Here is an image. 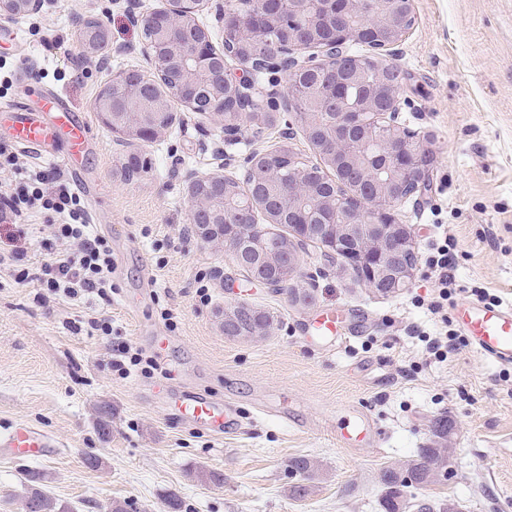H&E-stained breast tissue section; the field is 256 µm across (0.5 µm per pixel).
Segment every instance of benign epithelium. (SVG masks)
Masks as SVG:
<instances>
[{"label":"benign epithelium","instance_id":"7a95c632","mask_svg":"<svg viewBox=\"0 0 512 512\" xmlns=\"http://www.w3.org/2000/svg\"><path fill=\"white\" fill-rule=\"evenodd\" d=\"M221 23L224 39L242 46L237 57L241 76L233 75L216 47L210 31L200 21L209 4ZM261 7L243 14L217 0H165V7L140 16L145 36L143 55L154 73L149 78L138 70L114 75L98 93L94 109L101 123L112 131L120 147L121 169L137 168L141 156L132 146L152 143L180 121L175 106L205 115L224 126V141L236 142L246 131L277 123V107L288 108L294 87L282 92L259 94V74L285 76L311 72H332L325 83V105L334 110L347 85L341 75L353 77L359 60L346 51L368 31L372 41L361 42L367 55L381 64L385 53L402 40L414 23L411 13L401 16L371 7V0H309L304 15L284 8ZM46 0H0V26L22 16L41 15ZM81 45L100 68L108 67L114 55L134 52V47L113 46L101 26L79 22ZM275 27L282 36L272 44L266 31ZM308 52L302 57L300 53ZM401 83H382L366 96L356 110L336 113L326 123L323 113L309 112L301 124L303 135L319 156L320 170L350 167L364 193L356 202L322 189V183L303 177L283 180L281 156L275 150L250 152L239 173L200 175L184 173L190 222L208 242L229 250L237 266L249 277L276 291L290 286L298 271L304 245L317 243L325 255L344 258L355 277L378 294H392L408 288L415 272L412 227L402 224L391 212L392 187L399 182L413 184L418 192L428 184L431 157L418 146L420 138L399 122ZM232 179L252 188L253 206L232 209L227 205L225 181ZM278 186L277 196L263 194L266 185ZM294 215L299 223L289 225L294 238L274 246L266 236L268 224H279ZM274 319L262 312H250L248 334L267 336Z\"/></svg>","mask_w":512,"mask_h":512}]
</instances>
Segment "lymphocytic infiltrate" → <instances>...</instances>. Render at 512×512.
Segmentation results:
<instances>
[{
    "label": "lymphocytic infiltrate",
    "mask_w": 512,
    "mask_h": 512,
    "mask_svg": "<svg viewBox=\"0 0 512 512\" xmlns=\"http://www.w3.org/2000/svg\"><path fill=\"white\" fill-rule=\"evenodd\" d=\"M0 162L17 168L14 182L0 191V222L12 221L18 234L36 232L41 245L51 251L52 260L40 272H30L23 253L0 252V265L11 267L14 280L36 288L39 299L90 300L106 299L112 294V250L102 238L94 235L88 211L78 192L63 173L36 163L18 166L14 154L0 150ZM45 216L42 224H34L36 216ZM453 238L440 236L426 260L437 290L427 305L435 329L421 332L427 352L437 361H447L468 345L465 336L451 329L448 307L458 291L451 273Z\"/></svg>",
    "instance_id": "obj_1"
}]
</instances>
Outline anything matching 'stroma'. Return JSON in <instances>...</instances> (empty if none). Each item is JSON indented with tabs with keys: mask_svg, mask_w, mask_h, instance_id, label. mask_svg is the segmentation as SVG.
Segmentation results:
<instances>
[{
	"mask_svg": "<svg viewBox=\"0 0 512 512\" xmlns=\"http://www.w3.org/2000/svg\"><path fill=\"white\" fill-rule=\"evenodd\" d=\"M412 5L414 26L388 60L404 74L399 120L427 136L432 156L427 190L394 208L414 233L413 281L374 293L310 243L293 281L314 295L305 307L291 291L250 280L189 222L186 170L216 171L222 148L232 160L225 172L234 174L235 162L274 149L279 135H245L228 146L221 125L185 111L141 145L147 170L127 176L93 109L112 73L147 66L142 28L124 0H49L44 14L6 26L0 146L30 159L8 128L19 105L35 110L53 96L88 117L94 138L82 164L99 193L87 210L118 270L110 300L41 303L0 267V436L23 424L55 444L34 459L0 449V512H23L31 471L68 512H111L116 501L131 512H384L383 469L423 448L451 449L454 477L409 487L406 497L512 512V364L471 346L439 363L411 332L432 326L415 301L435 291L426 259L444 232L457 243V285L512 306V0ZM80 18L99 20L112 43L134 45V53L95 68L82 52ZM202 273L208 304L196 296ZM240 304L272 316L274 332L225 335L224 312ZM327 311L341 315L342 338L313 341L307 330ZM91 316L111 318V335L73 331ZM120 343L155 358L159 372L121 377L110 366V348ZM162 390L233 401L243 428L217 435L197 427L165 405ZM344 404L371 416L379 446L337 444ZM440 420L447 436L435 432ZM297 458L311 469L295 474ZM300 483L309 492L297 498L291 489Z\"/></svg>",
	"mask_w": 512,
	"mask_h": 512,
	"instance_id": "1",
	"label": "stroma"
}]
</instances>
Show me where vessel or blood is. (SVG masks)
Listing matches in <instances>:
<instances>
[{
  "mask_svg": "<svg viewBox=\"0 0 512 512\" xmlns=\"http://www.w3.org/2000/svg\"><path fill=\"white\" fill-rule=\"evenodd\" d=\"M45 109L51 113V121H43L31 112L14 113L12 136L26 148L36 151L53 146L55 157L68 166L74 177H81L76 161L91 139L88 121L69 112L55 99L49 100ZM455 315L465 336L480 353L499 362L512 363V307L466 300L456 307ZM178 407L195 423L220 431L232 427L229 413L200 395H184ZM0 446L25 456L41 457L47 454L51 443L44 435L19 426L0 440Z\"/></svg>",
  "mask_w": 512,
  "mask_h": 512,
  "instance_id": "b4317fda",
  "label": "vessel or blood"
}]
</instances>
